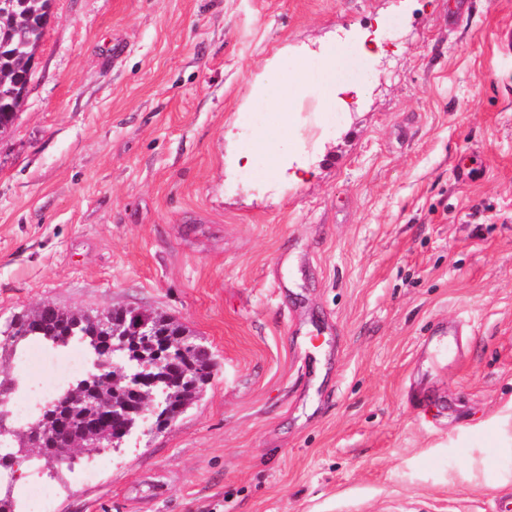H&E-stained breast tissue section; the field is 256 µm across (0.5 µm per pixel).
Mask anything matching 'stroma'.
<instances>
[{"label": "stroma", "instance_id": "35a3bbf8", "mask_svg": "<svg viewBox=\"0 0 512 512\" xmlns=\"http://www.w3.org/2000/svg\"><path fill=\"white\" fill-rule=\"evenodd\" d=\"M402 25L364 57L366 29ZM512 0H53L0 138V322L139 306L201 337L199 404L49 464L54 512H491L512 500ZM347 48L366 97L260 63ZM465 321L459 346L435 333ZM96 480H77L90 459ZM345 69L344 57L336 52H330L325 57L318 70L312 69L304 62L297 63L288 73L281 72L269 61L265 70L269 77L276 80L275 94L270 98V112L275 114L277 127L290 126V112H292L294 99L299 90L310 81H320L328 97L338 100V95L344 91H351L358 97L365 95L369 90V80L364 77L358 80H347L343 77Z\"/></svg>", "mask_w": 512, "mask_h": 512}]
</instances>
